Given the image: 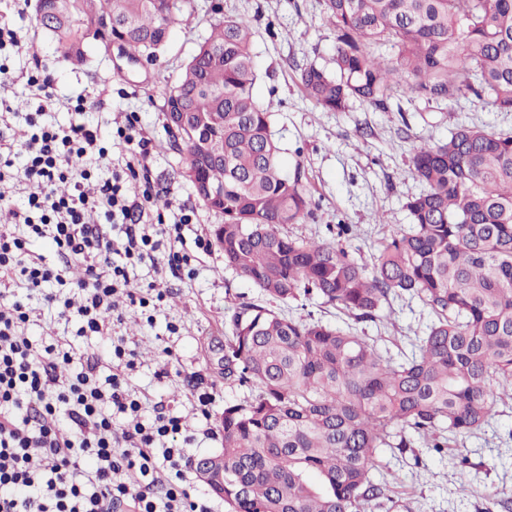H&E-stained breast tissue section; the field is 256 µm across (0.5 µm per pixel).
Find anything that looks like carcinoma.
Returning a JSON list of instances; mask_svg holds the SVG:
<instances>
[{
	"instance_id": "carcinoma-1",
	"label": "carcinoma",
	"mask_w": 512,
	"mask_h": 512,
	"mask_svg": "<svg viewBox=\"0 0 512 512\" xmlns=\"http://www.w3.org/2000/svg\"><path fill=\"white\" fill-rule=\"evenodd\" d=\"M335 32L332 68L301 69L304 96L329 112L378 109L401 93L428 105L467 93L512 112V0H323ZM188 0H35L32 20L62 57L116 38L132 60L160 61ZM123 27L100 32L104 18ZM254 32L215 19L164 91L163 112L185 144L195 191L224 188L210 210L224 261L267 304L243 301L224 342L222 448L196 472L228 512H365L399 504L375 480L379 452L422 441L442 454L512 401V130L461 123L416 146L411 224L384 236L372 265L346 247L352 228L307 241L285 231L314 217L300 175L289 177L256 96ZM389 44V60L375 49ZM430 311L424 335L393 356L358 326L405 298ZM317 298L347 317L326 323L281 306Z\"/></svg>"
}]
</instances>
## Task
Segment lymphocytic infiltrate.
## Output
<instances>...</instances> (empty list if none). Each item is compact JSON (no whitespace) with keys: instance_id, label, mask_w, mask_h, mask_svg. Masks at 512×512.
Returning a JSON list of instances; mask_svg holds the SVG:
<instances>
[{"instance_id":"obj_1","label":"lymphocytic infiltrate","mask_w":512,"mask_h":512,"mask_svg":"<svg viewBox=\"0 0 512 512\" xmlns=\"http://www.w3.org/2000/svg\"><path fill=\"white\" fill-rule=\"evenodd\" d=\"M27 48L18 31L0 27V112L23 114L31 129L22 143L0 142V183L19 172L30 186L22 204L7 207L14 231L0 232V512H214L191 490L192 435L163 405L143 418L130 383L136 352L115 332L128 308L163 300L161 283L140 285L136 267L161 237L181 242L196 215L181 209L170 224L152 211L154 146L136 114L115 119L108 144L85 121L82 95L69 125L42 123L53 101L42 63L28 74L24 101L4 95L6 60ZM105 224L118 226V240L103 235ZM45 238L56 261L26 248ZM76 261L86 268L73 283ZM34 294L111 347V374L99 378L93 354L34 350L18 332Z\"/></svg>"}]
</instances>
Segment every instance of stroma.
<instances>
[{
  "mask_svg": "<svg viewBox=\"0 0 512 512\" xmlns=\"http://www.w3.org/2000/svg\"><path fill=\"white\" fill-rule=\"evenodd\" d=\"M222 14L254 23L259 71L256 96L263 102L275 101L272 131L281 160L289 174L300 175L316 203L313 218L291 225V232L317 240L328 238L329 226L352 225L346 246L361 262L372 263L386 229L405 228L410 223L404 204L422 189L410 174L415 145L447 139L461 122L495 129L512 127V112L496 111L487 100L471 95L437 108L405 100L400 107L385 111L357 102L345 112L320 109L301 92L298 77L300 67L307 64L330 66L335 52V35L325 20L323 0H191L182 23L172 32L162 69L123 67L116 54L96 42L88 45L83 64H71L62 58L52 36L34 27L31 6L20 0H0V23L26 32L34 47L33 53L14 57L10 91L17 99L26 98L25 73L36 55L48 63L54 77L55 104L49 121L69 124V101L80 93L94 99L85 119L102 131H109L115 116L136 113L140 127L155 144V209L178 201L196 210L199 217L198 223L185 226L186 241L201 233L212 235L221 218L204 206L184 177V145L167 128L162 106L166 84L175 80L180 64L209 35L211 21ZM191 266L196 270L193 279L180 280L167 270L143 263L138 270L141 281L163 279L168 292L153 322L130 311L117 332L137 353L133 386L150 402H164L172 413L183 417L197 434L187 450L202 458L221 449L218 429L225 404L245 396L243 390L225 382L224 364L216 348L229 332L238 303L260 304L264 298L225 264L219 247L199 255ZM170 321L179 323L177 334L166 331ZM429 321L419 302H397L381 321L365 324L364 331L381 338L390 349L406 350L411 337L422 335ZM163 368L168 377L157 378ZM194 371L203 375L215 395L209 436L203 435L206 425L180 379L181 374ZM463 456L468 459L464 465L459 462ZM381 464L397 475L392 495L406 504L408 512H485L489 494L512 488V407L504 408L477 434L453 441L444 454L419 445L414 454L398 458L386 448Z\"/></svg>",
  "mask_w": 512,
  "mask_h": 512,
  "instance_id": "35a3bbf8",
  "label": "stroma"
}]
</instances>
